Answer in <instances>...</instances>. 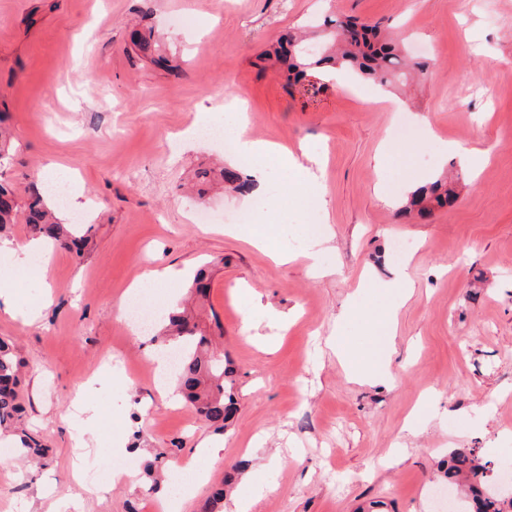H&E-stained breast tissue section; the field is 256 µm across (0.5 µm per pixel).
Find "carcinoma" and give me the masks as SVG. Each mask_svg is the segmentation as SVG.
Instances as JSON below:
<instances>
[{
    "mask_svg": "<svg viewBox=\"0 0 512 512\" xmlns=\"http://www.w3.org/2000/svg\"><path fill=\"white\" fill-rule=\"evenodd\" d=\"M346 21L329 16L311 18L295 31L287 33L278 42L275 54L287 66L288 79L298 83L311 69L324 65L344 64L358 76L371 80L385 90L394 81L413 73L427 71L428 65L406 53L398 42L381 35L378 26L362 25L359 39L350 40L344 34ZM132 50L143 56L151 51V37L135 30L131 33ZM7 118L0 114V168L10 163L11 133L5 125ZM197 183L210 185L227 183L239 193L251 188V180L236 169L201 170ZM455 200L454 189L448 181L438 178L410 193L400 213L425 218L434 210L444 208ZM23 219L28 234L33 238L49 236L59 247L76 253L89 241L91 227L84 224H60L47 206L41 193L33 191L25 206L16 203L14 190L0 181V239L9 237L14 224ZM209 289L205 271L193 277L190 293L201 301ZM154 339L161 343H175L182 352L176 372L179 395L196 410L211 428L222 431L232 420L235 396L232 392L233 369L224 351L218 349L211 335L200 328L195 313L181 307L171 309L161 321ZM21 358L11 343L0 339V430L19 435L21 448L38 454L42 444L35 437L19 431L17 422L23 412L18 386ZM488 463L476 455L475 449H457L448 454V467L443 479L453 483L469 482L472 507L475 512H512V496L504 498L480 481Z\"/></svg>",
    "mask_w": 512,
    "mask_h": 512,
    "instance_id": "obj_1",
    "label": "carcinoma"
}]
</instances>
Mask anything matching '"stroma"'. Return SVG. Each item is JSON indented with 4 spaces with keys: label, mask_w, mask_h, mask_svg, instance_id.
Segmentation results:
<instances>
[{
    "label": "stroma",
    "mask_w": 512,
    "mask_h": 512,
    "mask_svg": "<svg viewBox=\"0 0 512 512\" xmlns=\"http://www.w3.org/2000/svg\"><path fill=\"white\" fill-rule=\"evenodd\" d=\"M186 14L194 26L177 25ZM312 14L379 24L428 69L382 94L318 71L289 86L260 55ZM135 28L153 30L177 73L130 51ZM228 98L247 112L250 137L314 168L330 231L318 261L304 255L312 207L293 175L275 178L268 202L287 262L236 234L242 195L188 193L197 168H252L219 143L169 147ZM0 111L18 201L56 166L93 227L83 253L53 249L42 277L19 281L35 319L0 314V338L25 363L22 424L47 447L27 459L0 434L12 463L0 468V512H166L171 476L189 466L206 479L180 512H203L228 477L237 494L264 486L251 512H434L439 463L464 448L491 461L500 484L499 461H512V0H0ZM402 118L415 135L398 133ZM428 130L475 151L474 173L425 146ZM441 176L458 181L452 206L398 218L411 191ZM197 210L218 219L193 223ZM397 239L409 245L399 256ZM204 265L201 318L221 325L236 369L237 412L221 432L159 393L156 345L118 315L147 272H175L161 285L173 306ZM400 268L413 293L389 376L353 379L329 341L360 345L366 333L339 313L354 299L374 308L367 276ZM113 363L121 381L99 384ZM83 395L97 419L82 453L68 422ZM204 443L220 446L218 458L198 456ZM85 459L122 463L137 480L88 484Z\"/></svg>",
    "instance_id": "1"
}]
</instances>
